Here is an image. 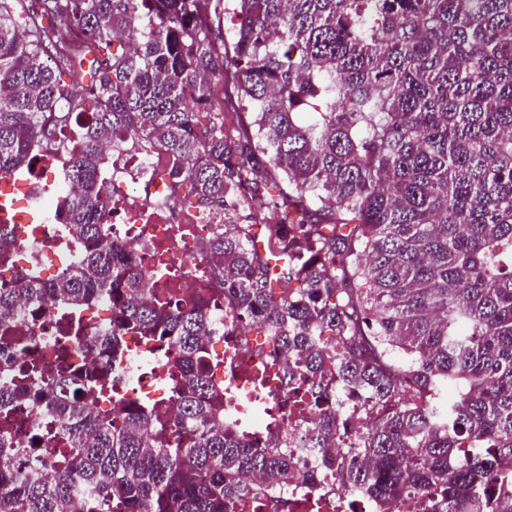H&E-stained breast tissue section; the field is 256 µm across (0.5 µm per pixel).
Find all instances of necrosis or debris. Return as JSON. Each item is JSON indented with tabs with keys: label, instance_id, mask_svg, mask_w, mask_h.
<instances>
[{
	"label": "necrosis or debris",
	"instance_id": "4bbe7bcc",
	"mask_svg": "<svg viewBox=\"0 0 512 512\" xmlns=\"http://www.w3.org/2000/svg\"><path fill=\"white\" fill-rule=\"evenodd\" d=\"M55 179V173L46 169L26 178L23 202L13 215L20 224L32 210L44 217L30 237L12 244L21 265L36 264L41 279L65 274L56 261L59 250L75 256L82 250L71 226L56 219L51 192ZM107 181L112 191V217L104 226L107 237L132 246L140 268L153 277L154 296L202 302L211 317L210 376L222 390L226 420L252 447L277 444L293 457L300 479L288 492V512H379L378 503L366 494L335 491L333 473H323L313 485L305 482V475L316 467L315 458L305 451L316 410L304 388L285 375L282 350L269 346L259 352L253 336H240L232 304L209 280L213 261L201 256L204 231L223 223V213L168 204L163 184L143 169L138 157L126 153L113 154ZM60 315L49 303L32 317L39 356L50 368L58 362L55 336ZM129 349L132 358L112 372L117 393L146 397L154 411L176 418L177 401L158 381L164 360L174 358V351L165 349L155 357L134 342Z\"/></svg>",
	"mask_w": 512,
	"mask_h": 512
}]
</instances>
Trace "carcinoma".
Segmentation results:
<instances>
[{
  "label": "carcinoma",
  "mask_w": 512,
  "mask_h": 512,
  "mask_svg": "<svg viewBox=\"0 0 512 512\" xmlns=\"http://www.w3.org/2000/svg\"><path fill=\"white\" fill-rule=\"evenodd\" d=\"M235 18L224 30V18ZM112 151L151 162L172 199L222 208L202 251L211 282L291 357L322 408L314 447L344 429L322 387L363 397L364 461H320L393 512H512V0H0V178L53 155L77 271L0 285V512H285V448L224 422L199 305L151 297L101 231ZM0 223V267L14 268ZM109 302L91 337L106 365L125 336L174 347L176 422L122 421L105 374L50 375L25 307ZM52 414L67 447L16 442V407Z\"/></svg>",
  "instance_id": "carcinoma-1"
}]
</instances>
